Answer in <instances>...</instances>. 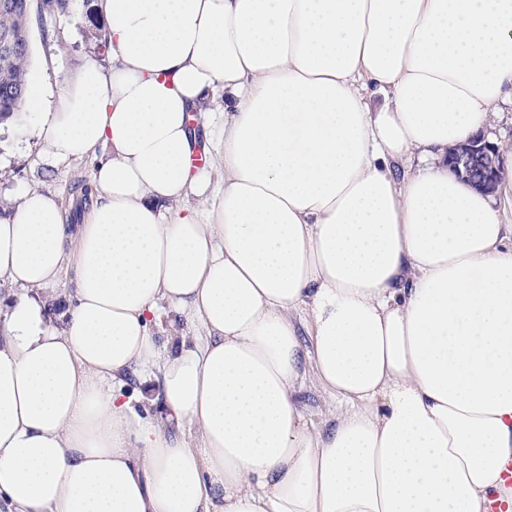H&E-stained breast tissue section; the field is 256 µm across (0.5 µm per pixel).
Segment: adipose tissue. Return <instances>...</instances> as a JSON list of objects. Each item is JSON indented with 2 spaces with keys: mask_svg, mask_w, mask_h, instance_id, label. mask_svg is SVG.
<instances>
[{
  "mask_svg": "<svg viewBox=\"0 0 512 512\" xmlns=\"http://www.w3.org/2000/svg\"><path fill=\"white\" fill-rule=\"evenodd\" d=\"M112 66L24 103L99 155L0 216L15 512H486L512 458V224L448 165L512 98V0H100ZM220 181L193 163L215 98ZM74 274L55 325L47 287ZM168 302L202 329L165 347ZM156 382L137 414L125 379ZM333 403L313 426L306 374ZM197 424L190 448L171 423Z\"/></svg>",
  "mask_w": 512,
  "mask_h": 512,
  "instance_id": "ef3b65f1",
  "label": "adipose tissue"
}]
</instances>
